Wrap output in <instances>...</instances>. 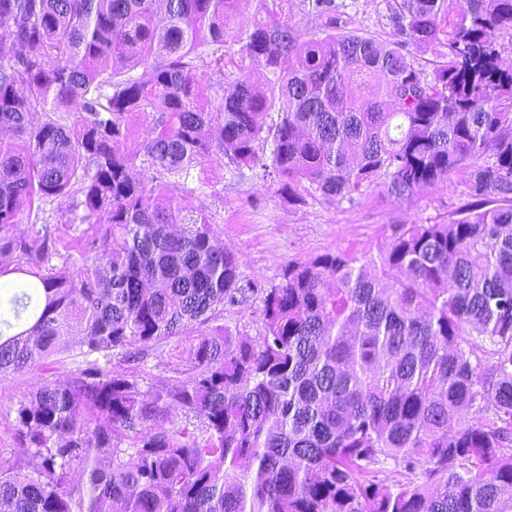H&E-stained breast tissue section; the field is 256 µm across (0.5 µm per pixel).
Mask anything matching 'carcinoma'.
<instances>
[{
  "label": "carcinoma",
  "mask_w": 512,
  "mask_h": 512,
  "mask_svg": "<svg viewBox=\"0 0 512 512\" xmlns=\"http://www.w3.org/2000/svg\"><path fill=\"white\" fill-rule=\"evenodd\" d=\"M241 2L0 0V278L21 281L0 374L81 359L16 404L0 512H512V0H385L384 43L335 0H301L321 37L289 0L232 29ZM229 42L263 80L226 76L214 110L196 72ZM134 112L141 159L117 149ZM214 150L290 202L469 178L376 261L288 263L261 336L197 340L247 288L212 217L159 188ZM55 200L60 224L15 232ZM166 346L191 362L151 395L112 364ZM391 461L403 479L379 478Z\"/></svg>",
  "instance_id": "carcinoma-1"
}]
</instances>
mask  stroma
<instances>
[{"label": "stroma", "mask_w": 512, "mask_h": 512, "mask_svg": "<svg viewBox=\"0 0 512 512\" xmlns=\"http://www.w3.org/2000/svg\"><path fill=\"white\" fill-rule=\"evenodd\" d=\"M336 2L348 28L363 29L387 40L383 0ZM248 66L239 45H226L223 67L210 66L198 72L204 97L218 104L223 74L237 73ZM261 173L258 167L237 168L224 154L215 152L194 170L187 183L172 182L164 188L166 200L174 207L213 214L214 237L236 253L242 280L257 290L247 301L225 306L223 314L215 319V326L223 327L233 337L259 335L263 320L259 293L280 283L288 262H305L336 250L377 256L390 225L446 220L457 206L467 178L466 173H458L452 183L438 184L409 201L371 190L352 203L330 202L316 193L291 203L277 194ZM186 362L183 356H152L144 365L130 366L128 372L143 391L151 392L175 379ZM78 364L77 358L64 352L25 372L0 375V460L11 461L19 452L14 438V404L34 393L43 380L65 378Z\"/></svg>", "instance_id": "stroma-1"}]
</instances>
